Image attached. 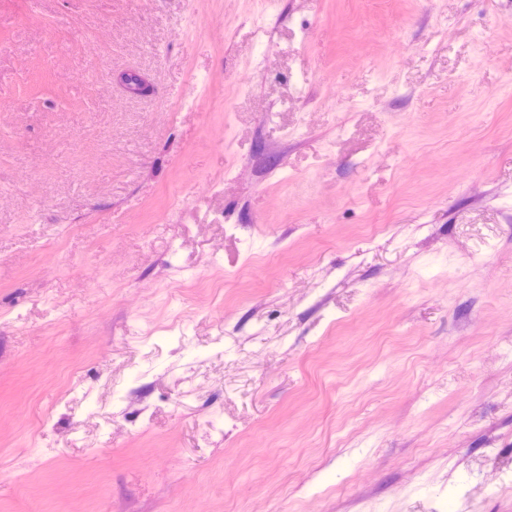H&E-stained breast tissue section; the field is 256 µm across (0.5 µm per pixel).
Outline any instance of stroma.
Masks as SVG:
<instances>
[{
	"mask_svg": "<svg viewBox=\"0 0 512 512\" xmlns=\"http://www.w3.org/2000/svg\"><path fill=\"white\" fill-rule=\"evenodd\" d=\"M0 512H512V0H0ZM116 80L127 93L134 96L148 95L152 91L149 80L139 72L123 71Z\"/></svg>",
	"mask_w": 512,
	"mask_h": 512,
	"instance_id": "35a3bbf8",
	"label": "stroma"
}]
</instances>
